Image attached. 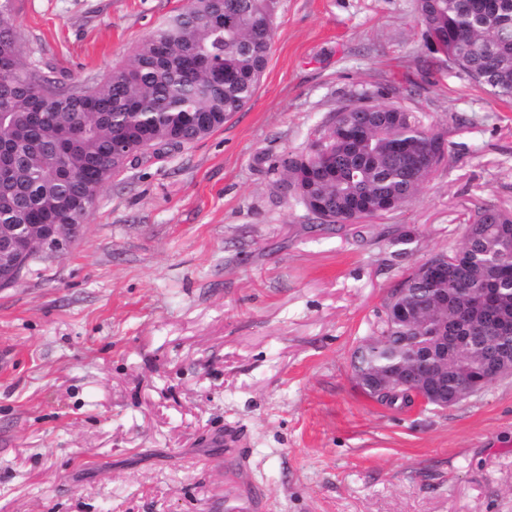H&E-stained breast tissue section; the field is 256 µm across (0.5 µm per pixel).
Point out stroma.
<instances>
[{
    "instance_id": "1",
    "label": "stroma",
    "mask_w": 512,
    "mask_h": 512,
    "mask_svg": "<svg viewBox=\"0 0 512 512\" xmlns=\"http://www.w3.org/2000/svg\"><path fill=\"white\" fill-rule=\"evenodd\" d=\"M188 0H13L23 56L103 78ZM253 99L128 163L80 235L0 288V512H512V376L442 410L365 396L352 354L411 266L512 210V101L431 63L416 0H276ZM447 160L412 202L317 225L257 153L360 92ZM412 239L406 255L394 244ZM242 452L214 445L225 427Z\"/></svg>"
}]
</instances>
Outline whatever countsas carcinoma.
Segmentation results:
<instances>
[{
  "label": "carcinoma",
  "mask_w": 512,
  "mask_h": 512,
  "mask_svg": "<svg viewBox=\"0 0 512 512\" xmlns=\"http://www.w3.org/2000/svg\"><path fill=\"white\" fill-rule=\"evenodd\" d=\"M417 0L424 33L437 60L450 63L490 95L512 99V0ZM273 0H189L140 43L129 61L89 86L69 88L24 60L14 25H0V133L27 143L10 168L0 169V224H66L91 205L78 207L86 182L100 185L124 168L112 156L121 143L129 155L150 147L181 149L222 128L252 100L268 64L274 37ZM49 89L52 100L41 92ZM339 107L316 128L302 150L259 153L256 166L295 184L296 195L316 220L318 207L335 224H360L414 200L428 180L414 159L435 130L422 116L393 105ZM200 114L209 130L197 126ZM446 267L438 280L417 269L389 289L377 339L354 352L358 371L381 372L395 362L443 371L456 389L476 371L512 352V332L498 330L512 314V210L476 207L460 247L429 258ZM488 288L499 306L481 303ZM394 303L419 308L430 325L448 324L461 340L439 352L438 338L392 320ZM364 394L389 406L408 407L415 387Z\"/></svg>",
  "instance_id": "cac0c4a2"
}]
</instances>
